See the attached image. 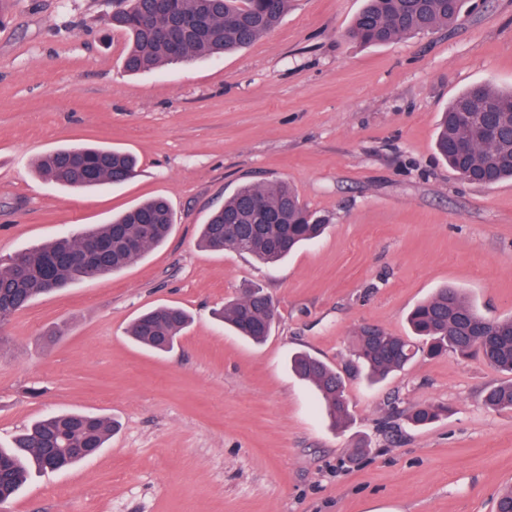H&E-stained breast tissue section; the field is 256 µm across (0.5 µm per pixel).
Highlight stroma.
<instances>
[{"label":"stroma","instance_id":"stroma-1","mask_svg":"<svg viewBox=\"0 0 512 512\" xmlns=\"http://www.w3.org/2000/svg\"><path fill=\"white\" fill-rule=\"evenodd\" d=\"M476 2L455 24L363 46L345 36L363 0H292L248 48L130 75L102 0H8L0 264L157 196L174 228L0 332V445L63 409L116 425L97 457L34 474L0 512H494L512 486V411L483 393L506 374L448 354L373 386L347 376L337 431L288 366L307 351L344 369L360 326L408 335L410 310L444 287L512 316V180L469 183L434 149L468 86L512 88V0ZM73 144L130 151L139 173L94 191L43 181L35 160ZM274 179L328 218L320 238L273 266L199 248L240 185ZM250 287L277 311L259 345L214 315ZM163 305L192 322L154 354L126 328ZM424 402L447 415L409 425L401 409Z\"/></svg>","mask_w":512,"mask_h":512}]
</instances>
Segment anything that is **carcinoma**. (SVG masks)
Returning a JSON list of instances; mask_svg holds the SVG:
<instances>
[{"label": "carcinoma", "mask_w": 512, "mask_h": 512, "mask_svg": "<svg viewBox=\"0 0 512 512\" xmlns=\"http://www.w3.org/2000/svg\"><path fill=\"white\" fill-rule=\"evenodd\" d=\"M290 0H104V21L129 36L123 59L129 73L167 62L222 54L249 46L275 28ZM466 0H364L347 36L369 45L426 33L455 23ZM438 155L470 182L492 186L512 179V90L475 83L458 95L443 113L436 140ZM39 174L72 189L120 184L137 174L136 157L124 150L86 145L59 148L43 156ZM173 213L163 198H154L100 224L24 249L0 269V324L38 297L68 284L96 280L118 272L150 248L160 245L173 227ZM236 224V238L224 249L274 264L324 230V219L310 211L285 181L242 185L224 207L202 225L200 243L217 251L224 225ZM112 240L110 253L94 268L69 261L91 239ZM219 317L238 335L263 342L275 322L272 299L260 289L225 305ZM189 317L177 306L151 309L128 327L137 344L157 352L173 348ZM410 336L385 329L360 327L356 332L348 374L364 367L373 378L403 369L425 350L431 355L478 353L495 370L512 375V317H483L456 288H440L418 304L408 319ZM292 370L314 389L334 425L349 418L343 373L308 353L296 354ZM486 406L512 410V380L489 388ZM442 408L420 403L405 411L415 427L440 418ZM112 421L102 416L55 413L17 435L12 446L0 448V505L25 485L32 470H50L58 457L70 467L84 457L77 449L87 443L105 447Z\"/></svg>", "instance_id": "obj_1"}]
</instances>
